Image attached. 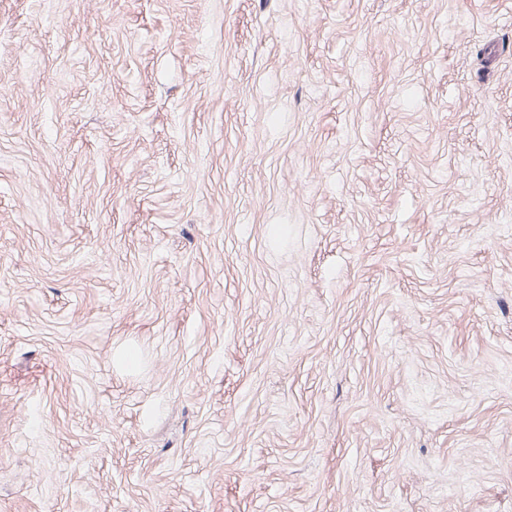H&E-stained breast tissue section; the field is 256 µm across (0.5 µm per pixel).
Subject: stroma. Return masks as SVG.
Returning a JSON list of instances; mask_svg holds the SVG:
<instances>
[{
	"mask_svg": "<svg viewBox=\"0 0 512 512\" xmlns=\"http://www.w3.org/2000/svg\"><path fill=\"white\" fill-rule=\"evenodd\" d=\"M0 512H512V0H0Z\"/></svg>",
	"mask_w": 512,
	"mask_h": 512,
	"instance_id": "obj_1",
	"label": "stroma"
}]
</instances>
